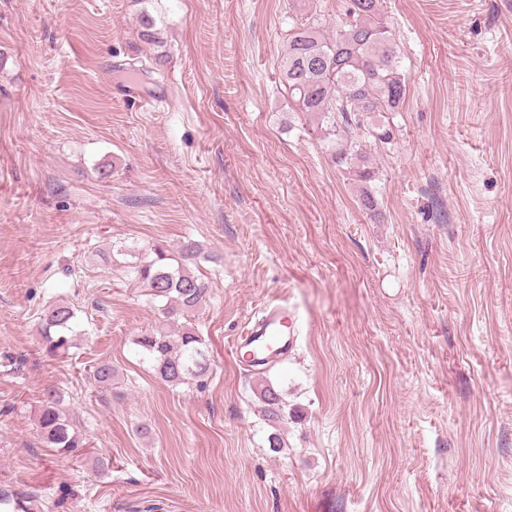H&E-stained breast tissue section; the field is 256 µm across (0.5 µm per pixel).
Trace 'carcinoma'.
Masks as SVG:
<instances>
[{
	"instance_id": "cac0c4a2",
	"label": "carcinoma",
	"mask_w": 512,
	"mask_h": 512,
	"mask_svg": "<svg viewBox=\"0 0 512 512\" xmlns=\"http://www.w3.org/2000/svg\"><path fill=\"white\" fill-rule=\"evenodd\" d=\"M281 75L295 111L326 122L329 130L341 137L336 143V164L347 166L352 180L360 183L361 206L376 211L377 199L368 188L375 172L361 143L342 134L360 128L363 117L374 112L398 111L407 96L401 49L383 18V0H350L345 18L331 33L324 32L315 15L300 17L288 34ZM198 252L193 243L177 252L161 244L151 245L135 267L138 282L150 290L153 300L162 302L164 317H189L210 298L208 283L189 268ZM74 319V309L65 302L54 304L44 315L41 336L51 356L69 355ZM134 344L165 383L203 385L210 364L193 324L187 322L171 332L154 329L137 337ZM114 376L109 363L93 371L101 388L111 386ZM254 395L271 426L288 417L285 394L271 381L258 383ZM37 423L47 446L62 453L84 447L82 434L56 392H47ZM38 510L36 495L0 486V512Z\"/></svg>"
}]
</instances>
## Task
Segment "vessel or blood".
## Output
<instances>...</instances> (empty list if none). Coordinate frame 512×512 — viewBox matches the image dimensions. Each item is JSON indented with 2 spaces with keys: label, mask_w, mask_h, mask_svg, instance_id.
Instances as JSON below:
<instances>
[{
  "label": "vessel or blood",
  "mask_w": 512,
  "mask_h": 512,
  "mask_svg": "<svg viewBox=\"0 0 512 512\" xmlns=\"http://www.w3.org/2000/svg\"><path fill=\"white\" fill-rule=\"evenodd\" d=\"M300 329L298 317L286 307L265 308L260 319L245 326L233 345L234 351L249 349L250 363L260 366L295 350Z\"/></svg>",
  "instance_id": "b4317fda"
}]
</instances>
